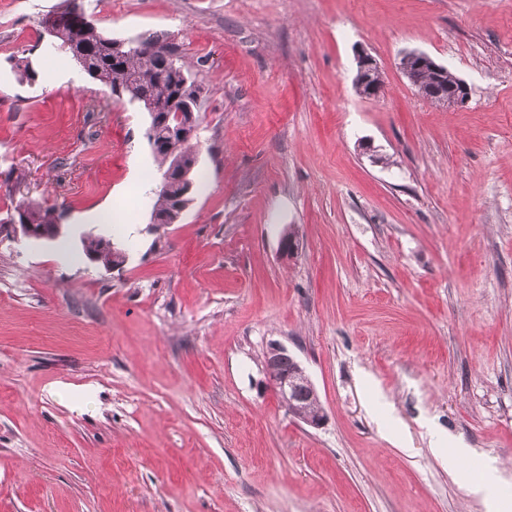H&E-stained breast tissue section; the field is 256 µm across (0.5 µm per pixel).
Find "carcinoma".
<instances>
[{"mask_svg":"<svg viewBox=\"0 0 512 512\" xmlns=\"http://www.w3.org/2000/svg\"><path fill=\"white\" fill-rule=\"evenodd\" d=\"M56 19V42L73 55L88 77L111 93L119 92L130 102L143 106L147 112H178L193 95L202 91L182 62L177 46L158 37H148L137 43L107 36L90 19L86 0H65L64 5L52 12ZM416 92L435 82L428 69L417 68V60L404 62ZM146 138L158 171L166 173L173 165L183 170L197 166L195 152L188 148L189 140L173 137L166 126H148ZM183 183L173 180L158 182L150 189L151 213L163 219V226L174 224L192 197L183 195ZM18 214L20 223L48 229L53 226L56 209L37 203L20 201L6 211V216ZM83 252L100 254L111 265H124V250L106 248L105 239L88 234L81 240Z\"/></svg>","mask_w":512,"mask_h":512,"instance_id":"cac0c4a2","label":"carcinoma"}]
</instances>
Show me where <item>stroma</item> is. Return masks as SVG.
Instances as JSON below:
<instances>
[{
	"label": "stroma",
	"instance_id": "1",
	"mask_svg": "<svg viewBox=\"0 0 512 512\" xmlns=\"http://www.w3.org/2000/svg\"><path fill=\"white\" fill-rule=\"evenodd\" d=\"M61 2L0 0V215L66 213L57 241L0 236V512H486L461 447L511 499L512 0H94L203 87L198 188L156 233L146 116L52 48ZM406 49L469 101L417 94ZM273 343L320 427L267 385ZM81 243L83 252L86 255L93 253L92 255H88L87 259L91 263L102 266L105 270L119 269L118 266H122L126 262L124 250L116 247V252L113 253L112 249L106 248L105 239L103 237L88 234L82 238ZM96 254L102 255L108 263L115 267L103 265L101 257ZM285 355H288L287 350L280 344L268 347L264 359L267 383L287 411L292 412L296 404L309 403L311 411L300 415V420L310 427H319L326 417L319 393L302 365L289 355L290 366L281 368L280 360ZM301 393H304L303 399Z\"/></svg>",
	"mask_w": 512,
	"mask_h": 512
}]
</instances>
